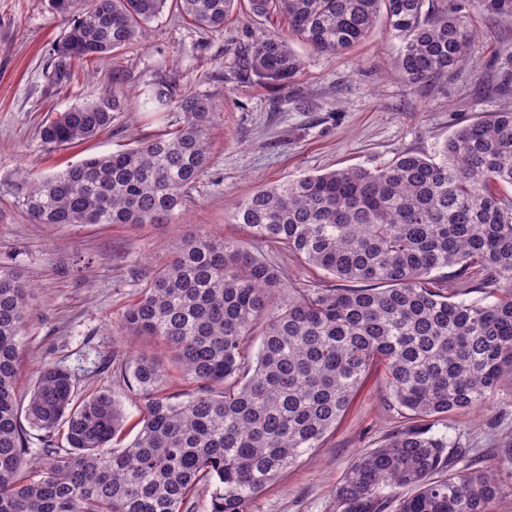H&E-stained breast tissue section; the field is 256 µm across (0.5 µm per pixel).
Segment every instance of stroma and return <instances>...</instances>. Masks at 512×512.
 <instances>
[{"label": "stroma", "mask_w": 512, "mask_h": 512, "mask_svg": "<svg viewBox=\"0 0 512 512\" xmlns=\"http://www.w3.org/2000/svg\"><path fill=\"white\" fill-rule=\"evenodd\" d=\"M430 12L456 10L476 32L464 63L441 77L414 83L400 71V42L384 24L336 55L302 42L300 72L282 90L241 76L244 47L272 31L287 32L282 15L247 17L238 5L214 32L188 23L174 5L145 35L104 59L73 64L71 78L54 77V44L64 21L49 0H0V263L33 287L19 351L16 402L26 409L43 369L60 365L84 393L112 394L127 417L123 441L136 433L142 403L123 381L131 355L165 358L146 337L118 328L142 288L185 238L207 230L241 237L231 216L259 187L343 167L373 169L398 153L436 155L458 127L512 109V15L489 18L481 0H426ZM177 93L210 96L217 106L208 173L170 224H36L22 204V170L34 176L131 147L134 140L174 130L182 115L142 111L138 94L159 76ZM117 94L110 128L81 144L42 147L39 130L69 107ZM286 287L339 288L340 279L288 251L262 245ZM418 426L447 437L455 450L493 470L507 492L488 512H512V375L486 403L428 418L409 416L374 367L320 448L303 455L252 501L251 512H340L335 490L352 462L398 430Z\"/></svg>", "instance_id": "stroma-1"}]
</instances>
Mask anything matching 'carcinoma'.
Instances as JSON below:
<instances>
[{
	"label": "carcinoma",
	"instance_id": "1",
	"mask_svg": "<svg viewBox=\"0 0 512 512\" xmlns=\"http://www.w3.org/2000/svg\"><path fill=\"white\" fill-rule=\"evenodd\" d=\"M237 0H175L184 19L219 28ZM425 0H247L249 13L281 14L288 32L336 54L385 19L400 40L399 67L413 82L464 62L474 40L465 17L424 11ZM167 0H51L67 28L55 48L68 65L132 43ZM243 66L284 88L302 60L279 33L255 40ZM181 127L64 172L28 182L23 206L36 224H170L208 172L217 107L176 94L161 78L142 92ZM121 100L74 105L45 123L46 148L82 143L112 125ZM512 110L459 127L439 157L398 154L373 170L346 167L257 189L233 213L248 238L207 231L176 248L119 327L165 344L171 365L196 385L185 402L164 395L166 368L134 356L124 377L142 402L124 447L125 414L108 393L83 395L75 374L52 365L26 409L48 463L26 458L15 399L31 286L0 265V512H180L200 487L204 512H250L252 499L347 411L366 374L383 366L399 406L415 418L481 406L512 374ZM275 244L367 288L281 290L278 269L256 252ZM481 268L482 297L429 287L438 269ZM260 333L256 354L247 343ZM65 435L67 447L56 443ZM420 427L397 431L348 468L335 495L341 512H486L505 492L494 473L448 451ZM410 488L397 501L386 489Z\"/></svg>",
	"mask_w": 512,
	"mask_h": 512
}]
</instances>
